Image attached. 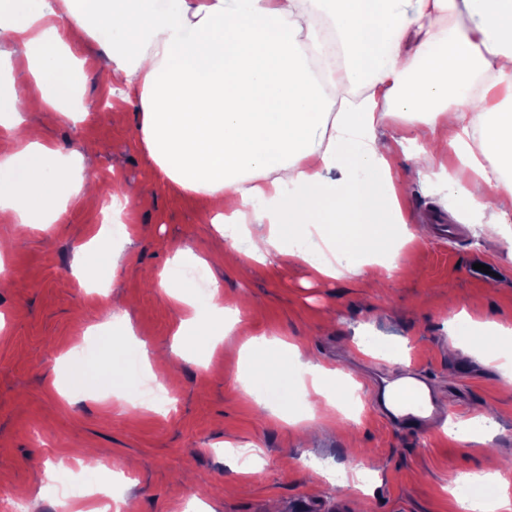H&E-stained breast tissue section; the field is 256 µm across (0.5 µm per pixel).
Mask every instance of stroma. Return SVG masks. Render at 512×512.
I'll use <instances>...</instances> for the list:
<instances>
[{"mask_svg": "<svg viewBox=\"0 0 512 512\" xmlns=\"http://www.w3.org/2000/svg\"><path fill=\"white\" fill-rule=\"evenodd\" d=\"M82 95L83 120L40 112L26 118L42 125L49 143L77 151L97 145L104 187L141 186L121 215L129 241L107 285L133 298L136 337L170 348L182 313L158 288V273L176 248L203 255L225 240L203 197L157 182L133 138L136 109L126 107L125 122L114 123L110 95L92 75ZM456 170L448 158L444 172L403 185L399 201L408 227L441 210L460 224V235L446 244L433 235L408 244L380 288L352 276L317 282L307 265L276 255L245 280L214 268L225 300L243 295L250 308L241 310L223 344L203 353L202 364L182 362L174 374L157 373L165 403L134 417L114 394L64 399L53 383L57 361L72 353L112 356L110 344L89 334L104 298L78 281L81 247L97 234L98 213L72 201L51 224L0 223V239L26 241L0 254L11 269L9 287L0 288V494L40 490L48 465L65 459L85 484L105 472L117 476L126 512H185L195 497L207 499L205 512H328L336 502L341 512H461L458 480L481 471L487 454H496L502 474L512 476V373L452 349L448 336L449 321L464 310L512 328V223L487 239L485 226L448 191ZM251 337L305 342L323 365L351 378L359 417L337 414L332 430L305 442L306 420L261 412L245 391L239 352ZM413 369L425 377L435 414L409 425L388 419L377 398ZM478 410L496 423L485 442L443 431V423ZM228 444L253 450L258 472L238 474L236 460L224 455ZM355 445L379 477L351 494L325 480L321 469L350 466Z\"/></svg>", "mask_w": 512, "mask_h": 512, "instance_id": "35a3bbf8", "label": "stroma"}]
</instances>
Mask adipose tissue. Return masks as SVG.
Instances as JSON below:
<instances>
[{"label": "adipose tissue", "mask_w": 512, "mask_h": 512, "mask_svg": "<svg viewBox=\"0 0 512 512\" xmlns=\"http://www.w3.org/2000/svg\"><path fill=\"white\" fill-rule=\"evenodd\" d=\"M332 21L341 63L315 78L311 52L323 34L298 0H0V59L23 68L0 88V222L49 224L66 204L120 214L135 189L104 192L90 160L43 141L29 112L71 117L82 108L78 77L94 71L140 112L135 139L161 184L209 200L224 223L223 252L176 249L158 285L181 304L179 335L214 347L229 335L238 304L198 277L231 261L240 270L270 253L306 264L314 279L377 282L397 267L410 237L393 164L424 140L411 176L460 162L458 203L486 223L512 222V0H317ZM452 13L470 26L449 24ZM367 91L337 107L331 90ZM397 114L422 115L413 135L389 130ZM495 192L492 207L477 188ZM453 345L480 339L483 363L512 362V329L468 313L450 322ZM152 371L146 344L112 341L106 367L80 355L71 392L102 386L135 393L129 352ZM245 387L277 417L301 390L314 408H339L335 370L309 359L304 342L251 339Z\"/></svg>", "instance_id": "1"}]
</instances>
